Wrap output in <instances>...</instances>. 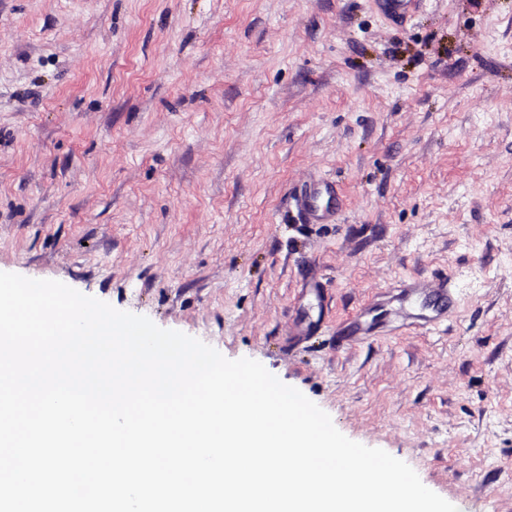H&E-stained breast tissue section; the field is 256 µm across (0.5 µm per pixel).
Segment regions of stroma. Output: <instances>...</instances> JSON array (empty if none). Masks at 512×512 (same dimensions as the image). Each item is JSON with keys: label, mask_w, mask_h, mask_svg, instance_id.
Masks as SVG:
<instances>
[{"label": "stroma", "mask_w": 512, "mask_h": 512, "mask_svg": "<svg viewBox=\"0 0 512 512\" xmlns=\"http://www.w3.org/2000/svg\"><path fill=\"white\" fill-rule=\"evenodd\" d=\"M0 272L256 360L512 512V0H0ZM416 276L450 319L389 294ZM403 292L406 298H429L435 297L440 301V305L435 307V314L425 318V322H436L449 315L453 304V288L448 283V277L438 280L415 279L406 283Z\"/></svg>", "instance_id": "1"}]
</instances>
